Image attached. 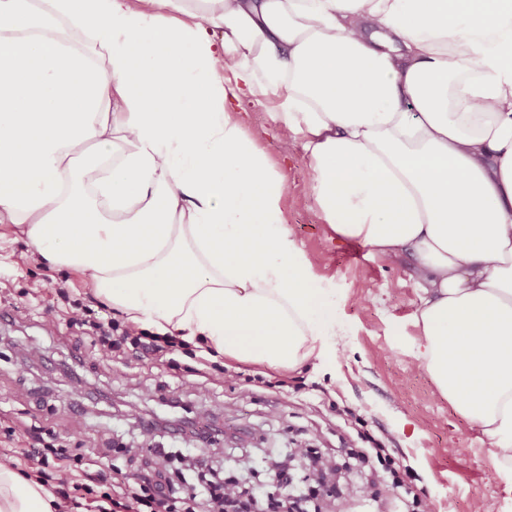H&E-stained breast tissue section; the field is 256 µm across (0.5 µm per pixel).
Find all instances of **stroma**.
<instances>
[{"instance_id": "stroma-1", "label": "stroma", "mask_w": 512, "mask_h": 512, "mask_svg": "<svg viewBox=\"0 0 512 512\" xmlns=\"http://www.w3.org/2000/svg\"><path fill=\"white\" fill-rule=\"evenodd\" d=\"M237 110L257 147L288 178L282 201L288 229L312 258L319 285L336 291L344 334L335 352L289 374L229 369L213 360L203 365L181 351L171 358L99 357L85 330L69 325L63 313L73 301L105 320L111 309L71 272L19 263L25 241L9 232L0 238V309L12 316L0 325V448L39 434L79 449L96 474L116 467L132 474L148 455L141 428L126 418L129 405L153 417L175 397L185 411L209 410L224 430L213 446L165 438V447L178 452L170 464L177 488L197 482L205 466L239 473L245 455L257 484H265L271 462L290 443L306 441L342 464L341 479L352 484L328 498V512H403L388 483L378 482L373 500L360 496L370 465L347 451L368 450L372 436L407 471L427 512H470L476 498L484 512H512V493L488 442L438 394L414 355L418 293L410 257L386 265L357 240L330 232L302 149L283 154L266 103L245 97Z\"/></svg>"}]
</instances>
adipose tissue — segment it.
Wrapping results in <instances>:
<instances>
[{
	"mask_svg": "<svg viewBox=\"0 0 512 512\" xmlns=\"http://www.w3.org/2000/svg\"><path fill=\"white\" fill-rule=\"evenodd\" d=\"M273 96L322 220L413 259L416 356L512 481V0H0V224L125 321L293 371L336 348ZM0 462V512H59Z\"/></svg>",
	"mask_w": 512,
	"mask_h": 512,
	"instance_id": "1",
	"label": "adipose tissue"
}]
</instances>
